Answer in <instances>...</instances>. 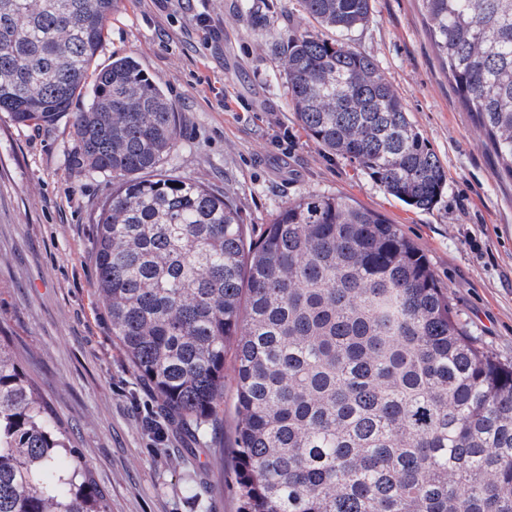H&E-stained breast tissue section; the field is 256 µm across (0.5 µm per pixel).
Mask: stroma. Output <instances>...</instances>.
Listing matches in <instances>:
<instances>
[{
  "mask_svg": "<svg viewBox=\"0 0 512 512\" xmlns=\"http://www.w3.org/2000/svg\"><path fill=\"white\" fill-rule=\"evenodd\" d=\"M245 1L280 30L317 28L298 0H121L96 64L117 53L140 61L179 114L169 167L233 194L252 234L302 194L353 198L398 225L470 331L512 359V180L459 104L419 0H372L369 22L345 40L377 61L447 172L425 212L307 137L270 34L241 20ZM76 149L68 119L21 125L0 112V338L61 418L109 512H238L232 405L213 428L184 434L112 340L93 263L111 184L76 165Z\"/></svg>",
  "mask_w": 512,
  "mask_h": 512,
  "instance_id": "stroma-1",
  "label": "stroma"
}]
</instances>
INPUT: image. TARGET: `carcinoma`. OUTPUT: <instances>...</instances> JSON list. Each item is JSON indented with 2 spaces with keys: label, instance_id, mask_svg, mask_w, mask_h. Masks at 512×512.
I'll return each instance as SVG.
<instances>
[{
  "label": "carcinoma",
  "instance_id": "1",
  "mask_svg": "<svg viewBox=\"0 0 512 512\" xmlns=\"http://www.w3.org/2000/svg\"><path fill=\"white\" fill-rule=\"evenodd\" d=\"M120 0H0V112L69 117L87 172L112 181L96 292L112 339L195 434L234 358L239 512H512V360L467 334L423 253L339 193L288 201L256 240L231 195L163 167L178 113L131 56L88 81ZM458 102L512 179V0H420ZM322 28L371 0H299ZM296 118L324 150L418 210L447 173L371 56L276 32ZM89 98L81 112L73 99ZM0 512H107L68 432L0 345Z\"/></svg>",
  "mask_w": 512,
  "mask_h": 512
}]
</instances>
